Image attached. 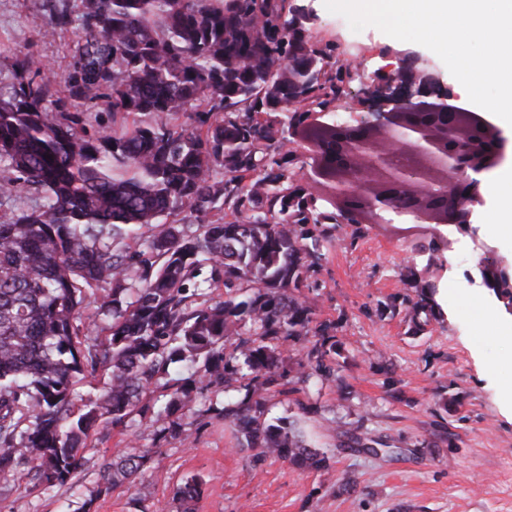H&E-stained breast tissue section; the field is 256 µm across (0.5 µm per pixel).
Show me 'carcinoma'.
<instances>
[{
	"label": "carcinoma",
	"instance_id": "obj_1",
	"mask_svg": "<svg viewBox=\"0 0 512 512\" xmlns=\"http://www.w3.org/2000/svg\"><path fill=\"white\" fill-rule=\"evenodd\" d=\"M50 2L51 23L74 30L69 70L20 56L31 78L0 98V479L79 486L96 434L153 413L159 388L165 411L192 410L198 379L244 391L218 413L255 460L324 468L297 421L267 417L266 394L331 377L340 355L336 321L314 312L336 216L291 184L281 152L304 116L281 107L288 79L326 69L325 56L283 19L286 0H81L75 18L67 0ZM76 102L104 106L112 129L89 131ZM174 212L186 223L162 220ZM430 265L404 276L418 330L441 317ZM284 342L300 357L283 358ZM183 361L193 372L169 384ZM100 369L109 382L78 393ZM150 460H104L73 512ZM201 493L192 477L173 498L192 512Z\"/></svg>",
	"mask_w": 512,
	"mask_h": 512
}]
</instances>
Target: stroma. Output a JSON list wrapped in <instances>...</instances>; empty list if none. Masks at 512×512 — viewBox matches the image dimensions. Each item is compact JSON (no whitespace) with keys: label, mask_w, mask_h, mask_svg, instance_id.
<instances>
[{"label":"stroma","mask_w":512,"mask_h":512,"mask_svg":"<svg viewBox=\"0 0 512 512\" xmlns=\"http://www.w3.org/2000/svg\"><path fill=\"white\" fill-rule=\"evenodd\" d=\"M288 2L301 7L308 44L326 56L328 74L339 62L350 67L328 112H354L355 94L404 58L418 59L419 73L438 87L458 91L429 49L373 26L353 43L347 20L322 0ZM47 14V0H0V94L18 81V55L33 54L59 74L68 70L73 35L47 22ZM443 232L451 242L437 281L444 319L416 333L405 312L384 313L380 304L405 293L406 266L424 260L412 247L428 240L425 228L342 222L332 231L316 318L339 324L341 377L311 379L288 395L271 390L267 402L272 416L298 418L308 442L328 456L327 468L300 469L272 456L253 462L250 450L238 448L235 426L215 411L223 389L203 382L180 430H171L170 417L150 414L93 437L81 473L87 490L105 458L145 450L154 457L135 484L113 486L91 512H180L172 489L190 477L202 484L193 512H512V411L504 394L512 385V315L489 321L477 314L488 291L470 283L475 265L468 260L482 243L510 257L512 240L485 235L476 243L453 227ZM353 434L389 450L349 447ZM72 498L65 487L17 480L0 512H64Z\"/></svg>","instance_id":"obj_1"}]
</instances>
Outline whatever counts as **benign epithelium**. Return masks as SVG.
Wrapping results in <instances>:
<instances>
[{"label":"benign epithelium","mask_w":512,"mask_h":512,"mask_svg":"<svg viewBox=\"0 0 512 512\" xmlns=\"http://www.w3.org/2000/svg\"><path fill=\"white\" fill-rule=\"evenodd\" d=\"M363 111L345 124L316 120L311 140L321 198L350 224L451 225L473 233L482 176L512 144L479 113L463 112L454 95L434 94L397 69L375 78ZM494 269L498 288H512V259L487 251L478 269Z\"/></svg>","instance_id":"7a95c632"}]
</instances>
